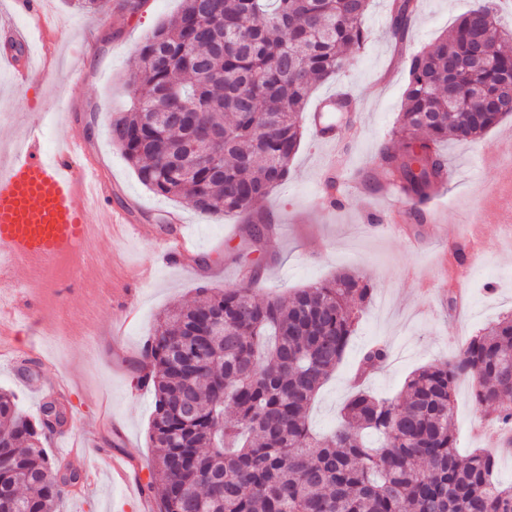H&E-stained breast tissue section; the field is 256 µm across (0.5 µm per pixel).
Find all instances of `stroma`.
I'll return each instance as SVG.
<instances>
[{"instance_id":"35a3bbf8","label":"stroma","mask_w":512,"mask_h":512,"mask_svg":"<svg viewBox=\"0 0 512 512\" xmlns=\"http://www.w3.org/2000/svg\"><path fill=\"white\" fill-rule=\"evenodd\" d=\"M417 2L398 45L388 34L391 0H372L364 48L350 55L337 76L312 88L311 109L340 89H353L359 99L351 114L357 130L343 134L345 169L336 176V188H320L330 150L304 124L288 180L255 210L271 223L256 244L246 235L250 217L203 215L187 201L153 193L108 139L111 120L128 106L137 48L180 10L182 0H143L137 13L116 10L102 18L53 0V27H63L67 39L55 40L51 30L29 38L37 66L50 68V77L35 75L19 89L10 70L0 71V160H10L27 137L30 114H42L48 152L61 150L66 137L82 140L86 152L76 158L77 167L94 163L113 203L125 206L133 222L132 231L111 244L88 241L85 252L103 256L99 271L71 287L43 289V303L26 296L28 271H12L15 287L6 304L14 310V324L11 336L0 341V388L14 392L34 416L52 396L54 382L65 383L70 426L46 442L50 457L77 469V461L59 450L65 442L78 446L90 464L101 454L114 455L130 475L126 482L108 473L80 479L65 495L61 512H160L159 492L142 491L155 459L149 439L153 392L139 383L142 346L158 316L192 302L200 288H234L250 276L257 298L264 299L341 270L371 282L372 302L310 411L311 427L321 435L335 425L352 394L350 375L366 346L386 344L390 358L365 379L364 389L395 399L412 371L447 359L465 339L512 315V223L497 221L512 205V153L500 147L503 137L512 136V116L481 141L446 145L450 177L420 204V217L406 214L397 224L384 220L394 209L396 191L377 183L375 173L380 149L393 143L410 57L475 5ZM432 212L455 225L453 240L430 236L426 216ZM171 216L183 221L179 230L190 259L168 267L158 252L177 230L167 222ZM57 316L75 324L74 336L61 345L39 333ZM455 405L460 452L483 447L481 429L497 425L494 412L474 401L471 380L458 381Z\"/></svg>"}]
</instances>
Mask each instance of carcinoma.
<instances>
[{
    "label": "carcinoma",
    "instance_id": "1",
    "mask_svg": "<svg viewBox=\"0 0 512 512\" xmlns=\"http://www.w3.org/2000/svg\"><path fill=\"white\" fill-rule=\"evenodd\" d=\"M112 0H74L105 14ZM371 0H183L138 48L131 108L109 127L139 181L203 214H249L288 180L316 82L362 48ZM416 0H393L390 36L402 41ZM487 0L450 34L411 55L393 136L379 152L382 177L421 202L448 179L440 144L475 141L512 116L501 100L512 51ZM364 278L340 272L291 296L254 298L251 286L201 288L166 311L144 346L153 388L147 491L161 512H512V486L496 458L461 455L452 428L457 381L512 428V317L413 371L400 400L359 389L340 425L319 439L311 405L342 363L372 299ZM224 323V335H210ZM389 358L367 347L360 365ZM183 397L193 416L179 410ZM52 432L0 390V512H57L59 468L42 448Z\"/></svg>",
    "mask_w": 512,
    "mask_h": 512
}]
</instances>
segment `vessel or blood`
<instances>
[{"label":"vessel or blood","mask_w":512,"mask_h":512,"mask_svg":"<svg viewBox=\"0 0 512 512\" xmlns=\"http://www.w3.org/2000/svg\"><path fill=\"white\" fill-rule=\"evenodd\" d=\"M25 27L15 29L19 42L27 31L46 25L44 0H14ZM79 140L69 142L68 154L49 156L38 134H31L24 151L0 172V254L14 266H51L61 258L80 253L93 238V227L109 225L113 233L126 231V211L113 205L107 186L94 182L92 200L79 204L76 184L92 180L87 169H74L69 157L81 152Z\"/></svg>","instance_id":"1"}]
</instances>
